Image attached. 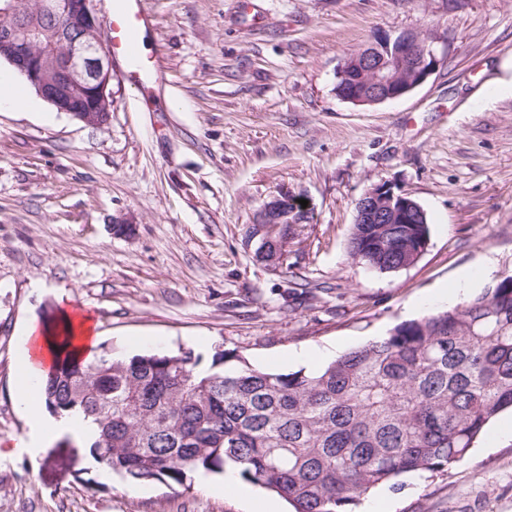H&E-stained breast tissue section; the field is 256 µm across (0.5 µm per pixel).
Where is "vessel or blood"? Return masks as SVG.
<instances>
[{"instance_id":"1","label":"vessel or blood","mask_w":512,"mask_h":512,"mask_svg":"<svg viewBox=\"0 0 512 512\" xmlns=\"http://www.w3.org/2000/svg\"><path fill=\"white\" fill-rule=\"evenodd\" d=\"M148 26L149 19L141 12L139 0H112L106 37L113 55L124 60L129 82L141 91L149 90L162 80L159 68L147 64L141 55V34Z\"/></svg>"}]
</instances>
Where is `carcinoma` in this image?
I'll return each mask as SVG.
<instances>
[{
	"mask_svg": "<svg viewBox=\"0 0 512 512\" xmlns=\"http://www.w3.org/2000/svg\"><path fill=\"white\" fill-rule=\"evenodd\" d=\"M17 2L14 20L50 27L38 0ZM427 238L426 224H355L351 256L389 272ZM47 332L63 356L41 381L42 405L93 418L89 455L131 486L188 489L233 468L294 512H354L374 488L465 458L512 410V274L315 371H264L219 348L206 370L184 351L79 361L68 318Z\"/></svg>",
	"mask_w": 512,
	"mask_h": 512,
	"instance_id": "1",
	"label": "carcinoma"
}]
</instances>
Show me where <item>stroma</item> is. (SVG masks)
Masks as SVG:
<instances>
[{"mask_svg":"<svg viewBox=\"0 0 512 512\" xmlns=\"http://www.w3.org/2000/svg\"><path fill=\"white\" fill-rule=\"evenodd\" d=\"M144 52L163 79L112 81L109 123L46 100L0 109V512H247L216 491L128 485L53 443L16 453L20 332L57 311L91 315L114 354L233 350L299 370L441 309L462 270L512 273V0H142ZM422 32L438 63L402 99L357 107L336 71L380 32ZM393 183L425 210L427 251L388 273L349 253L356 204ZM282 189L314 219L286 263L258 261L246 230ZM126 219L129 235L112 225ZM503 412L464 461L403 476L394 512H512Z\"/></svg>","mask_w":512,"mask_h":512,"instance_id":"stroma-1","label":"stroma"}]
</instances>
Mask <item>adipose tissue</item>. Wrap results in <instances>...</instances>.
I'll use <instances>...</instances> for the list:
<instances>
[{
	"mask_svg": "<svg viewBox=\"0 0 512 512\" xmlns=\"http://www.w3.org/2000/svg\"><path fill=\"white\" fill-rule=\"evenodd\" d=\"M20 349L22 375L16 383V400L27 417V428L17 440V452L36 457L63 437L82 447L90 445L97 436V427L89 419L79 413L58 417L46 414L34 400V391L56 361L47 333L37 323H28L22 331Z\"/></svg>",
	"mask_w": 512,
	"mask_h": 512,
	"instance_id": "ef3b65f1",
	"label": "adipose tissue"
}]
</instances>
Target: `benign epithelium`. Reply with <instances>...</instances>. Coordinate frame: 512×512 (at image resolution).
Returning <instances> with one entry per match:
<instances>
[{"label": "benign epithelium", "instance_id": "obj_1", "mask_svg": "<svg viewBox=\"0 0 512 512\" xmlns=\"http://www.w3.org/2000/svg\"><path fill=\"white\" fill-rule=\"evenodd\" d=\"M98 0H40V12L52 15L56 27L46 36L31 27L9 21L16 0H0V60L7 61L58 111L89 126L101 127L111 115L114 70L98 16ZM55 50L43 49L44 42ZM437 59L429 41L419 32L378 34L364 48L349 54L336 78L354 82L340 98L356 106H373L399 99L432 74ZM303 192L281 190L272 196L248 230L246 243L255 245V257L274 268L285 264L288 240L301 231L304 218L314 213ZM357 224H423V208L405 190L376 184L357 202Z\"/></svg>", "mask_w": 512, "mask_h": 512}]
</instances>
